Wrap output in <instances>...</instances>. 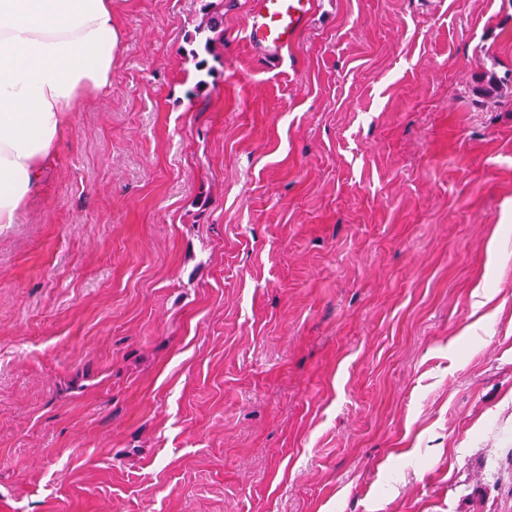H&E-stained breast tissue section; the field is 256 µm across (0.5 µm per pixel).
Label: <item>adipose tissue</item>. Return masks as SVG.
I'll list each match as a JSON object with an SVG mask.
<instances>
[{
	"label": "adipose tissue",
	"instance_id": "obj_1",
	"mask_svg": "<svg viewBox=\"0 0 512 512\" xmlns=\"http://www.w3.org/2000/svg\"><path fill=\"white\" fill-rule=\"evenodd\" d=\"M112 0H0V225L40 187L72 112L112 86Z\"/></svg>",
	"mask_w": 512,
	"mask_h": 512
}]
</instances>
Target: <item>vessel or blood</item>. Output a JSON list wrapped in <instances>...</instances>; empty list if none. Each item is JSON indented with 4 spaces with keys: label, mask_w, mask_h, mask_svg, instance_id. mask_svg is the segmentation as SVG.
Segmentation results:
<instances>
[{
    "label": "vessel or blood",
    "mask_w": 512,
    "mask_h": 512,
    "mask_svg": "<svg viewBox=\"0 0 512 512\" xmlns=\"http://www.w3.org/2000/svg\"><path fill=\"white\" fill-rule=\"evenodd\" d=\"M316 0H251L247 39L278 53L290 46L314 11Z\"/></svg>",
    "instance_id": "vessel-or-blood-1"
}]
</instances>
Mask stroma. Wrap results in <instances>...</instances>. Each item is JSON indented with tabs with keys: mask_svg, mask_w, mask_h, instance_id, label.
Returning a JSON list of instances; mask_svg holds the SVG:
<instances>
[{
	"mask_svg": "<svg viewBox=\"0 0 512 512\" xmlns=\"http://www.w3.org/2000/svg\"><path fill=\"white\" fill-rule=\"evenodd\" d=\"M249 5L115 0L0 228V512H512V0ZM247 39L276 55L288 48L314 11L315 0H252Z\"/></svg>",
	"mask_w": 512,
	"mask_h": 512,
	"instance_id": "obj_1",
	"label": "stroma"
}]
</instances>
